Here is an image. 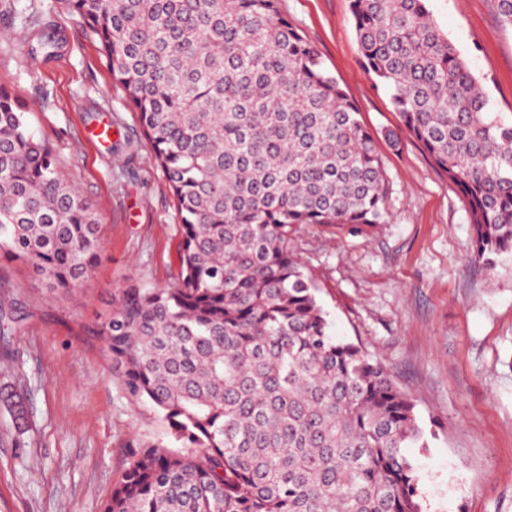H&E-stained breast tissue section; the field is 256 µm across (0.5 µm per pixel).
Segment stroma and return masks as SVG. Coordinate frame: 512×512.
<instances>
[{"instance_id":"obj_1","label":"stroma","mask_w":512,"mask_h":512,"mask_svg":"<svg viewBox=\"0 0 512 512\" xmlns=\"http://www.w3.org/2000/svg\"><path fill=\"white\" fill-rule=\"evenodd\" d=\"M319 50L371 132L387 178L382 224H301L296 252L330 333L366 348L417 405L428 447L410 448L423 512H512V256L471 259L472 225L457 187L408 135L389 94L368 78L349 0H279ZM439 29L512 113V30L491 0H429ZM65 37L57 56L30 59L24 18ZM0 85L28 102V125L54 143L58 168L97 212L103 256L82 284L50 292L31 266L0 261V299L18 304L0 336L23 395L27 447L0 407V512H103L130 443H169L161 416L130 400L84 334L127 279L168 286L179 216L149 147L134 157L86 141L97 121L135 136L138 119L99 44L61 0H0ZM400 132L399 146L386 138Z\"/></svg>"}]
</instances>
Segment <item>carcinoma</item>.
<instances>
[{"label":"carcinoma","mask_w":512,"mask_h":512,"mask_svg":"<svg viewBox=\"0 0 512 512\" xmlns=\"http://www.w3.org/2000/svg\"><path fill=\"white\" fill-rule=\"evenodd\" d=\"M97 36L180 216L167 288L131 281L88 330L127 396L179 443L132 445L103 512H422L413 399L329 333L292 247L299 224H380L372 134L278 0H65ZM428 0H350L366 73L456 185L488 269L512 255V113L434 23ZM30 54L62 39L42 28ZM102 251L98 217L0 85V258L54 292ZM0 306V335L16 331ZM11 385L0 388L18 420Z\"/></svg>","instance_id":"cac0c4a2"}]
</instances>
